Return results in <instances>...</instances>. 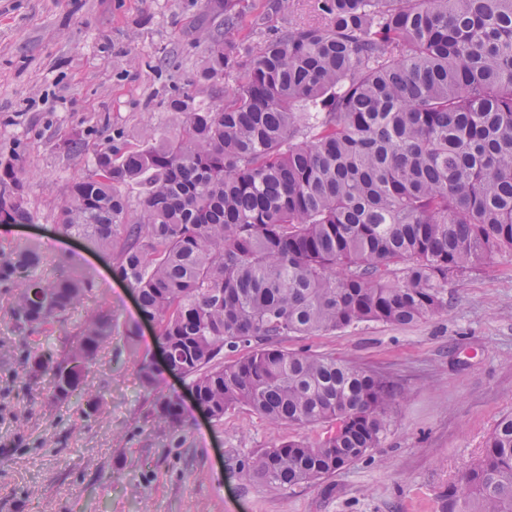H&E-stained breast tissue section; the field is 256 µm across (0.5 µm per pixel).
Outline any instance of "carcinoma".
I'll list each match as a JSON object with an SVG mask.
<instances>
[{"mask_svg": "<svg viewBox=\"0 0 512 512\" xmlns=\"http://www.w3.org/2000/svg\"><path fill=\"white\" fill-rule=\"evenodd\" d=\"M312 7L321 25L247 49L234 40L239 15L224 11V37L204 34L195 78L210 100L170 97L162 137L112 136L56 224L112 258L216 422L246 408L280 426H330L242 461L284 487L367 457L404 393L381 372L281 341L434 316L448 308V275L512 255V0ZM23 180L5 165L1 224L32 223ZM42 264L33 246H0V288L21 336L95 288L69 271L44 277ZM113 329L112 310L94 309L61 357L29 351L24 367L64 401ZM138 370L145 390L158 389L149 359ZM155 407L177 433V399ZM442 512H512V415Z\"/></svg>", "mask_w": 512, "mask_h": 512, "instance_id": "cac0c4a2", "label": "carcinoma"}]
</instances>
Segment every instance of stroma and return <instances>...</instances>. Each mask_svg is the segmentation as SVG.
<instances>
[{
  "label": "stroma",
  "instance_id": "1",
  "mask_svg": "<svg viewBox=\"0 0 512 512\" xmlns=\"http://www.w3.org/2000/svg\"><path fill=\"white\" fill-rule=\"evenodd\" d=\"M228 9L243 18L246 47L318 21L310 0L285 11L277 0H0V163L25 172L34 213L0 230V245L34 243L44 274L68 258L95 283L82 309L24 338L0 293V512H440L498 419L512 414L511 255L450 276L447 311L419 322L283 339L402 387L381 445L356 465L291 488L249 477L244 456L327 427L277 426L245 409L215 423L189 405L179 439L161 433L124 334L138 324L141 353L156 359L154 328L108 255L57 233V207L108 136L168 132L167 97H208L193 82L207 56L201 34L223 29ZM75 137L85 149L67 154ZM100 307L112 310L111 340L84 392L52 401L47 380L26 377L24 350L60 354L85 311ZM91 390L104 394V410L91 407Z\"/></svg>",
  "mask_w": 512,
  "mask_h": 512
}]
</instances>
